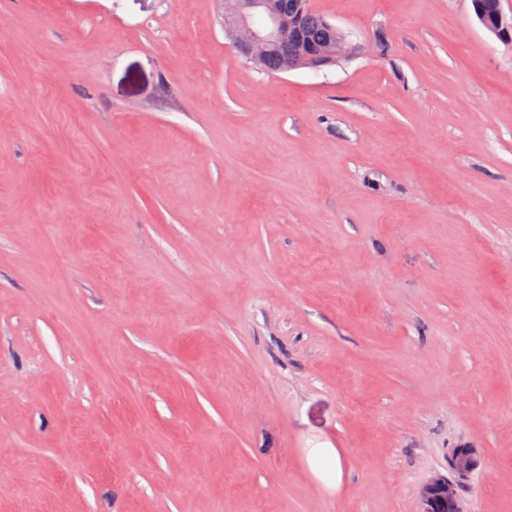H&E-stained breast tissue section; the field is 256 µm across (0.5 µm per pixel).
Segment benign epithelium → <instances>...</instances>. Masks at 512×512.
Masks as SVG:
<instances>
[{"instance_id": "obj_1", "label": "benign epithelium", "mask_w": 512, "mask_h": 512, "mask_svg": "<svg viewBox=\"0 0 512 512\" xmlns=\"http://www.w3.org/2000/svg\"><path fill=\"white\" fill-rule=\"evenodd\" d=\"M224 34L236 54L249 62L261 64L273 51L298 38V22L283 16L277 0H224ZM357 52L345 35L321 53L302 59L288 58L284 71L295 70L300 63L321 68L339 63ZM480 464L476 449L459 446L449 455L452 477L436 476L420 490L421 512H466L463 507L459 476H466Z\"/></svg>"}]
</instances>
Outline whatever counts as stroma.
<instances>
[{"label": "stroma", "mask_w": 512, "mask_h": 512, "mask_svg": "<svg viewBox=\"0 0 512 512\" xmlns=\"http://www.w3.org/2000/svg\"><path fill=\"white\" fill-rule=\"evenodd\" d=\"M312 6L358 52L270 75L221 0H0V512H420L464 444L512 512V43Z\"/></svg>", "instance_id": "stroma-1"}]
</instances>
